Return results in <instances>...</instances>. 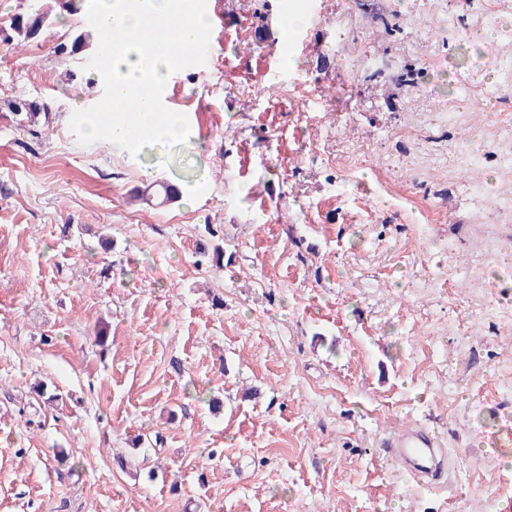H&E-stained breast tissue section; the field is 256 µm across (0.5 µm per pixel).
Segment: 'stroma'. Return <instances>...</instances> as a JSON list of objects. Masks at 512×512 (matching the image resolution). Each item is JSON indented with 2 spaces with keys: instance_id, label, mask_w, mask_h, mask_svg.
I'll return each instance as SVG.
<instances>
[{
  "instance_id": "obj_1",
  "label": "stroma",
  "mask_w": 512,
  "mask_h": 512,
  "mask_svg": "<svg viewBox=\"0 0 512 512\" xmlns=\"http://www.w3.org/2000/svg\"><path fill=\"white\" fill-rule=\"evenodd\" d=\"M216 9L163 94L190 147L134 158L69 127L81 15L0 41V512H502L512 0ZM414 423L440 487L384 453ZM93 41L92 34L89 31H82L74 37L71 43H59L56 45L54 52L62 58H68L88 50Z\"/></svg>"
}]
</instances>
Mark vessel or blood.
Here are the masks:
<instances>
[{"mask_svg":"<svg viewBox=\"0 0 512 512\" xmlns=\"http://www.w3.org/2000/svg\"><path fill=\"white\" fill-rule=\"evenodd\" d=\"M388 457L415 482L435 487L447 474L445 452L435 433L414 425L392 435L384 444Z\"/></svg>","mask_w":512,"mask_h":512,"instance_id":"b4317fda","label":"vessel or blood"}]
</instances>
